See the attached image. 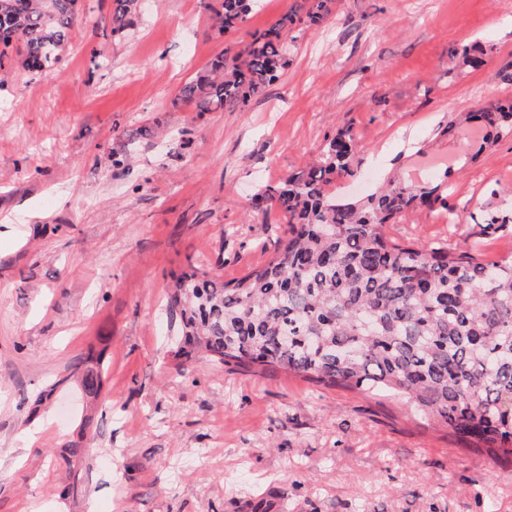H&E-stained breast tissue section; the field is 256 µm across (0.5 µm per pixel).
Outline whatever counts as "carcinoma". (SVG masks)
Returning <instances> with one entry per match:
<instances>
[{
  "label": "carcinoma",
  "instance_id": "carcinoma-1",
  "mask_svg": "<svg viewBox=\"0 0 512 512\" xmlns=\"http://www.w3.org/2000/svg\"><path fill=\"white\" fill-rule=\"evenodd\" d=\"M139 0H113L112 34L132 26ZM258 0H220L211 28L240 29ZM79 0H0V68L10 61L39 73L61 61ZM328 0H311L313 25ZM287 12L250 34L243 50L216 56L187 83L181 100L201 109L236 108L273 84L287 66ZM512 135V101L480 112ZM358 144L347 129L326 140L321 160L261 187L258 198L287 228L273 257L221 282L198 268L173 277L168 310L179 319L174 356H201L261 374L282 369L325 388L384 391L416 406L448 437L494 460L512 462V254L483 259L443 243L402 247L383 226L414 205L444 202L448 186L391 181L358 205L327 191L353 175ZM101 356L77 383L93 409L104 395ZM89 455L81 440L64 449L71 466Z\"/></svg>",
  "mask_w": 512,
  "mask_h": 512
}]
</instances>
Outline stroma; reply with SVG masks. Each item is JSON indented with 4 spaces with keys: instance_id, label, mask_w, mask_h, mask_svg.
<instances>
[{
    "instance_id": "obj_1",
    "label": "stroma",
    "mask_w": 512,
    "mask_h": 512,
    "mask_svg": "<svg viewBox=\"0 0 512 512\" xmlns=\"http://www.w3.org/2000/svg\"><path fill=\"white\" fill-rule=\"evenodd\" d=\"M303 2L262 0L220 38L218 0H140L122 37L112 0H81L56 66L0 71V512H512V463L400 398L170 353L173 274L228 281L266 263L284 218L254 194L341 129L360 149L337 199L393 177L451 187L461 221L411 209L384 228L395 243L512 254V224L478 222L512 212V136L488 146L457 121L512 99V0H332L328 26L292 30L280 79L247 104L181 101L212 57ZM463 45L483 50L479 68L451 63ZM98 353L107 402L71 469L73 374Z\"/></svg>"
}]
</instances>
